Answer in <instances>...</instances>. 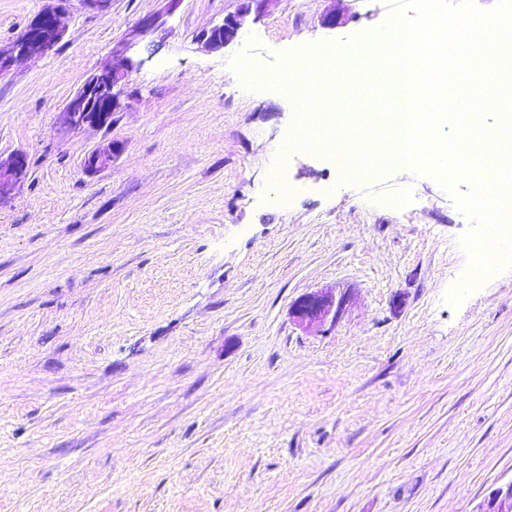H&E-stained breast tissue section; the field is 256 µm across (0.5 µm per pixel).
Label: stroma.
Segmentation results:
<instances>
[{"mask_svg":"<svg viewBox=\"0 0 512 512\" xmlns=\"http://www.w3.org/2000/svg\"><path fill=\"white\" fill-rule=\"evenodd\" d=\"M400 3L262 0L211 51L238 0H68L55 49L0 75V154L29 162L0 204V512H473L512 480V267L448 302L473 218L429 176L282 155L294 103L237 77L354 52ZM50 6L0 0V45ZM121 45L111 125L59 137ZM321 289L341 315L299 327ZM238 9L224 16L220 25L213 26L204 32L200 38L206 48L211 50L223 49L226 45L233 42L243 28L247 17L252 13L253 5L262 2V0H239ZM343 299L328 292H309L296 299L290 306L292 320L304 329L322 325L333 314L336 319L342 310Z\"/></svg>","mask_w":512,"mask_h":512,"instance_id":"obj_1","label":"stroma"}]
</instances>
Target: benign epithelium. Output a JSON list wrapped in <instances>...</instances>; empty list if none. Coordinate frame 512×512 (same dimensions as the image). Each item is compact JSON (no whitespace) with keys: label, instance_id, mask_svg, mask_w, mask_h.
I'll return each mask as SVG.
<instances>
[{"label":"benign epithelium","instance_id":"benign-epithelium-1","mask_svg":"<svg viewBox=\"0 0 512 512\" xmlns=\"http://www.w3.org/2000/svg\"><path fill=\"white\" fill-rule=\"evenodd\" d=\"M260 0H239L238 9L224 16L221 24L204 32L200 38L206 48L218 50L233 42L243 28L253 5ZM64 27L60 15L51 8L38 14L24 33L6 49L0 48V75H6L19 58H37L46 55L62 40ZM134 70V63L126 56L125 48L112 50V63L90 76L71 96L60 115L58 134L66 137L86 128L103 127L112 123L117 109V84ZM117 146L106 151H93L84 160L90 173H97L112 164ZM27 155L15 152L0 156V204L11 199L27 179ZM343 300L328 292H309L290 306L292 320L304 329L322 325L330 317H338ZM473 512H512V481L491 489Z\"/></svg>","mask_w":512,"mask_h":512}]
</instances>
